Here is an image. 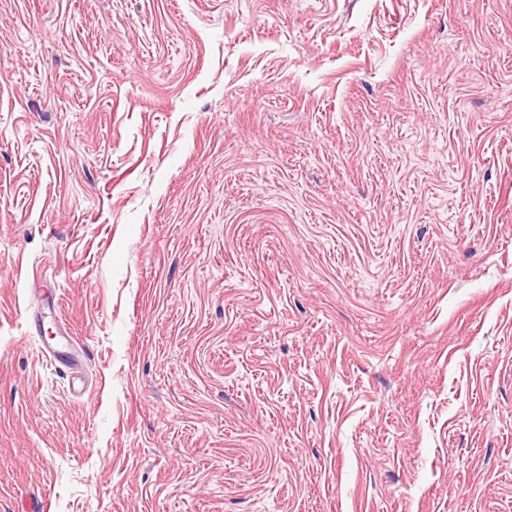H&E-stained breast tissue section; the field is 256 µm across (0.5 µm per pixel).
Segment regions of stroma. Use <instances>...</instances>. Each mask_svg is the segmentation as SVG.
<instances>
[{
  "mask_svg": "<svg viewBox=\"0 0 512 512\" xmlns=\"http://www.w3.org/2000/svg\"><path fill=\"white\" fill-rule=\"evenodd\" d=\"M41 505L512 512V0H0V512ZM44 349L50 360L56 364L69 367L75 372L82 365V355L79 351V344L65 328V332L57 325L51 335L44 336Z\"/></svg>",
  "mask_w": 512,
  "mask_h": 512,
  "instance_id": "1",
  "label": "stroma"
}]
</instances>
